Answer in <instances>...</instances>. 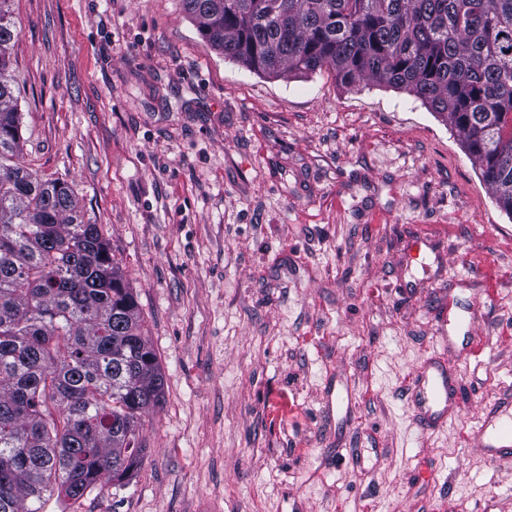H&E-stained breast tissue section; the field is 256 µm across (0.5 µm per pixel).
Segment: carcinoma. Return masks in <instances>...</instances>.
<instances>
[{
    "mask_svg": "<svg viewBox=\"0 0 512 512\" xmlns=\"http://www.w3.org/2000/svg\"><path fill=\"white\" fill-rule=\"evenodd\" d=\"M217 54L269 77L334 73L442 115L512 218V0H180ZM18 37L0 0V512H41L141 468L158 355L101 224L20 162Z\"/></svg>",
    "mask_w": 512,
    "mask_h": 512,
    "instance_id": "obj_1",
    "label": "carcinoma"
}]
</instances>
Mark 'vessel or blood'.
Here are the masks:
<instances>
[{"label": "vessel or blood", "instance_id": "obj_1", "mask_svg": "<svg viewBox=\"0 0 512 512\" xmlns=\"http://www.w3.org/2000/svg\"><path fill=\"white\" fill-rule=\"evenodd\" d=\"M462 393V379L455 366L439 360L416 371L410 398L422 429L435 431L446 423ZM476 438L478 449L489 462L512 461L511 393L483 404Z\"/></svg>", "mask_w": 512, "mask_h": 512}]
</instances>
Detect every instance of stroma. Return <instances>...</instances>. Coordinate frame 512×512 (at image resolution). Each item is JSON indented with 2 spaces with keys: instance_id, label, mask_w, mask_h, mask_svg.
<instances>
[{
  "instance_id": "obj_1",
  "label": "stroma",
  "mask_w": 512,
  "mask_h": 512,
  "mask_svg": "<svg viewBox=\"0 0 512 512\" xmlns=\"http://www.w3.org/2000/svg\"><path fill=\"white\" fill-rule=\"evenodd\" d=\"M11 10L21 161L104 226L164 377L139 472L43 512H512L474 442L512 387V217L459 134L386 85L249 70L179 0ZM431 357L465 395L424 434Z\"/></svg>"
}]
</instances>
